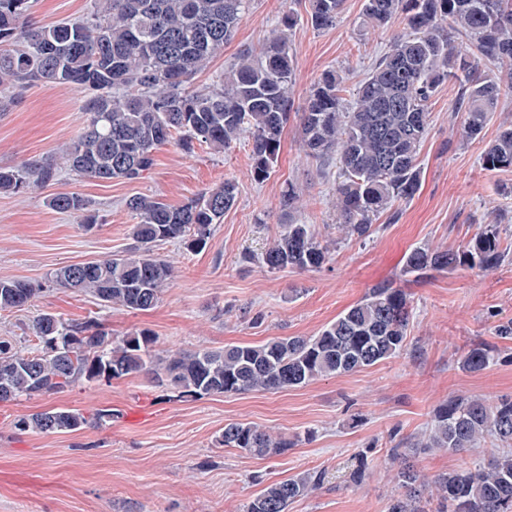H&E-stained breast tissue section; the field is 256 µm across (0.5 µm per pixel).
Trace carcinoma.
I'll return each mask as SVG.
<instances>
[{"instance_id":"cac0c4a2","label":"carcinoma","mask_w":512,"mask_h":512,"mask_svg":"<svg viewBox=\"0 0 512 512\" xmlns=\"http://www.w3.org/2000/svg\"><path fill=\"white\" fill-rule=\"evenodd\" d=\"M251 0H94L90 16L33 27L25 19L29 0H0V99L26 84H67L88 93L89 123L64 151L81 177L137 181L154 165L156 151L180 135L190 153L195 144L218 151L244 134L251 136L254 178L263 181L277 161L281 137L293 107L295 61L288 31L293 13L280 17L271 36L255 52L246 50L204 91L186 84L229 42ZM310 22L327 28L343 0H309ZM364 21L385 26L401 17L409 33L393 38L388 52L360 83L353 102L341 96L343 77L329 69L315 81L301 112L305 154L336 158V206L350 237L366 239L376 217L410 200L420 187L418 155L429 129V102L439 88L459 86V135L478 138L512 82L479 75L475 59L512 65V0H364ZM489 171H512V122L499 126L483 156ZM52 155L15 169L0 168V192H18L52 181ZM231 180L180 207L152 196L126 202L136 218L134 245L121 255L75 263L55 271L52 281L81 290L105 306L127 311L154 308L170 287L172 264L154 247L183 242L206 244L213 225L235 203ZM59 213L93 220L90 202L77 193L53 196ZM512 249L501 229L487 224L466 244L444 251L414 248L405 273H475L500 266ZM329 258L309 224L285 225L261 257L271 272L311 271ZM42 285L0 279V310L35 301ZM412 310L407 294L380 283L315 336L273 338L261 345L234 344L166 356L155 353V338L141 330L113 338L91 321L68 323L50 312L32 324L35 344L27 350L0 340V402L61 392L74 384L145 375L179 399L251 391L278 392L372 367L405 347ZM499 351L482 341L462 356V369L482 372ZM107 410L87 414L56 408L14 421L20 431L70 433L101 425ZM493 449L472 465L426 480L406 454L393 448L399 492L388 512H512V397L495 403L455 396L434 412L414 453L433 448L450 453ZM220 447L256 457L278 455L294 442L274 438L249 423L232 422L216 438ZM319 485L309 475L271 482L245 512H287L288 505Z\"/></svg>"}]
</instances>
